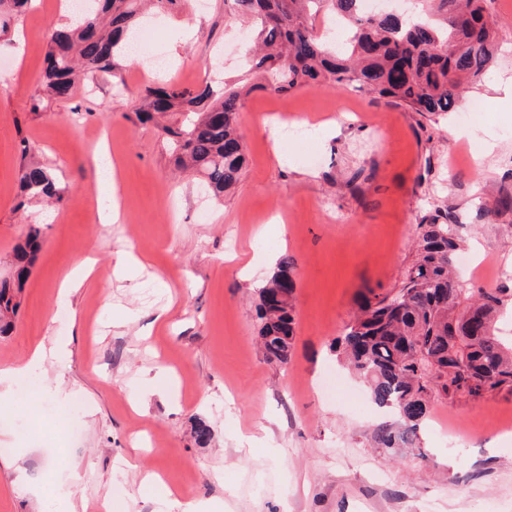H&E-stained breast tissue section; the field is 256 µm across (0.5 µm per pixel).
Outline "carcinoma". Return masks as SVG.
<instances>
[{
	"label": "carcinoma",
	"mask_w": 512,
	"mask_h": 512,
	"mask_svg": "<svg viewBox=\"0 0 512 512\" xmlns=\"http://www.w3.org/2000/svg\"><path fill=\"white\" fill-rule=\"evenodd\" d=\"M29 0H0V31L6 32ZM89 7L70 25L46 33L48 62L44 94L71 96L80 74L112 75L137 29L147 22L142 4L175 10L184 0H87ZM251 23L256 53L245 75L220 91L170 81L147 87L136 99L143 121L167 115L180 119L162 126L177 167L203 176L221 196L240 181L245 149L237 114L244 98L260 90L274 94L311 86H349L393 98L411 112H452L466 85H478L494 68L498 24L492 0H416L413 15L366 14L362 0H230ZM338 19L348 35L341 43L320 32V22ZM19 188L27 199L61 202L64 191L38 162L23 164ZM417 224L414 259L398 286L369 293L346 326L336 349L366 384L371 402L396 416L374 428L379 450L391 455L413 448L430 401L477 400L496 390L512 392V345L498 334L494 293L473 291L453 276L460 248L452 211ZM35 237L17 247L11 278L0 280V335L10 331L19 293L35 257ZM295 262L284 254L266 287L292 279ZM260 340L270 362L286 363L294 340V297L278 313L259 307Z\"/></svg>",
	"instance_id": "cac0c4a2"
}]
</instances>
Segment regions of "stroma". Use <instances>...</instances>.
<instances>
[{"label":"stroma","instance_id":"35a3bbf8","mask_svg":"<svg viewBox=\"0 0 512 512\" xmlns=\"http://www.w3.org/2000/svg\"><path fill=\"white\" fill-rule=\"evenodd\" d=\"M501 51L493 76L462 93L485 114L421 115L347 87L252 92L238 114L247 157L236 188L217 198L202 177L174 170L163 131L140 122L137 95L170 80L201 86L238 73L250 41L224 0L160 17L147 63L124 60L120 79L90 76L66 99L33 110L43 93L45 33L68 21L62 0H39L0 40V277L30 232L41 248L0 369L53 348L34 370L39 388L0 408V512H482L512 490V393L432 402L419 448L380 454L382 419L333 345L366 289L390 291L412 262L422 216L454 206L474 258L512 269V0H494ZM319 132L299 141L292 126ZM464 130L452 140L449 129ZM108 136L119 166L116 224L98 220L93 157ZM52 169L63 203L22 204L24 159ZM143 262L114 272L117 253ZM295 261L294 344L284 365L258 347L259 292L281 255ZM93 259L97 277L65 300L58 285ZM165 365V378L155 375ZM338 388L324 397V373ZM80 409L66 418L47 406ZM26 419L32 436L15 426ZM469 434L451 451L434 427ZM212 429L204 445L198 422ZM122 495H112L114 484Z\"/></svg>","mask_w":512,"mask_h":512}]
</instances>
